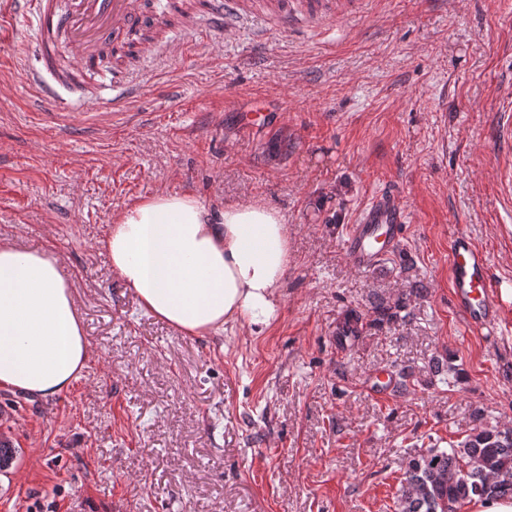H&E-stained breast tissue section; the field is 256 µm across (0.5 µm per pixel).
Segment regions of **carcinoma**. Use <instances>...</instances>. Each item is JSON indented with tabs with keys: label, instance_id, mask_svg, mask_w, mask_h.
<instances>
[{
	"label": "carcinoma",
	"instance_id": "carcinoma-1",
	"mask_svg": "<svg viewBox=\"0 0 512 512\" xmlns=\"http://www.w3.org/2000/svg\"><path fill=\"white\" fill-rule=\"evenodd\" d=\"M512 497V428L477 426L448 449L428 448L404 470L397 512H461L476 497Z\"/></svg>",
	"mask_w": 512,
	"mask_h": 512
}]
</instances>
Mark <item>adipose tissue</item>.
I'll use <instances>...</instances> for the list:
<instances>
[{
	"instance_id": "1",
	"label": "adipose tissue",
	"mask_w": 512,
	"mask_h": 512,
	"mask_svg": "<svg viewBox=\"0 0 512 512\" xmlns=\"http://www.w3.org/2000/svg\"><path fill=\"white\" fill-rule=\"evenodd\" d=\"M97 246L146 313L182 335L274 320L288 267V228L252 202L213 209L179 192L142 197L113 216ZM90 345L59 257L0 243V386L64 394Z\"/></svg>"
}]
</instances>
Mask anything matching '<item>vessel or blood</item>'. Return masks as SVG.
I'll list each match as a JSON object with an SVG mask.
<instances>
[{
  "mask_svg": "<svg viewBox=\"0 0 512 512\" xmlns=\"http://www.w3.org/2000/svg\"><path fill=\"white\" fill-rule=\"evenodd\" d=\"M10 16L33 14L37 32L28 51L37 62L28 72L41 102L51 108L66 106L56 85L45 79L44 68L61 59L74 67L103 70L104 52L126 48L147 17L142 0H6ZM208 17L215 31L231 32L247 23L238 0H208ZM499 144L512 150V102L494 115ZM407 210L398 189L380 191L350 225L343 242L350 263L359 269L377 265L398 247ZM448 271L452 303L467 323L481 330L499 322L500 295L490 276L487 253L465 233L455 234L448 245Z\"/></svg>",
  "mask_w": 512,
  "mask_h": 512,
  "instance_id": "b4317fda",
  "label": "vessel or blood"
}]
</instances>
